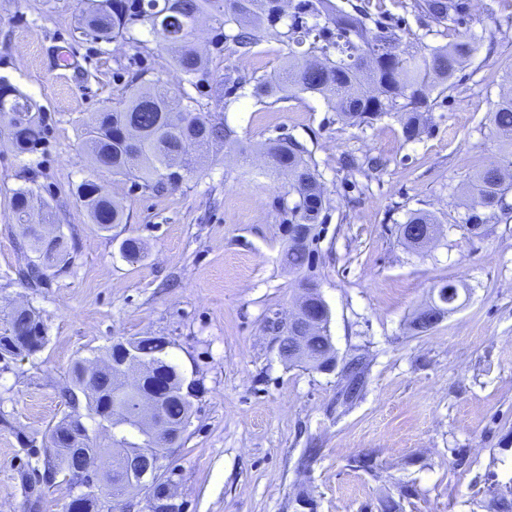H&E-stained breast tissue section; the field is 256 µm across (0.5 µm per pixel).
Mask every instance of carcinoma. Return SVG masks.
I'll use <instances>...</instances> for the list:
<instances>
[{"label":"carcinoma","instance_id":"obj_1","mask_svg":"<svg viewBox=\"0 0 512 512\" xmlns=\"http://www.w3.org/2000/svg\"><path fill=\"white\" fill-rule=\"evenodd\" d=\"M116 13L101 12L100 0H89L81 10L79 25L101 42L122 40L140 52L145 40L140 29L164 44L171 45V64L188 78L203 80L208 58L189 45L195 27L204 21L216 24L215 50H223L230 41L247 55L264 41H277L288 52L283 66L267 75H247L234 67L224 73V91L260 103L267 99L287 100L300 94L318 95L333 108L347 125L371 124L384 116L399 119L401 137L406 143L419 140L426 131L431 93L447 90L448 82L471 61L477 47L468 32L460 31L470 17V0H410L411 12L424 26L433 23L452 33L445 45L428 47L423 37L385 22L384 0H359L345 10L334 0H115ZM376 12H371V8ZM0 112L11 114V143L20 153L32 152L42 144L44 125L40 108L9 82L0 80ZM492 132L499 136L512 133V93H503L489 115ZM195 145L205 155L216 145L232 146L235 132L224 119L196 111L194 99L177 94L166 85L144 78H131L124 99L117 105L90 115L85 124L84 144L92 166L112 165V174L134 179L151 190L175 185L183 172L191 171L195 160L188 156L186 144ZM504 155L479 171L468 185V202L459 228L471 232L497 216L512 214L507 196L512 192V139L503 143ZM267 167L288 176L286 195L292 204L283 206L288 213V231L301 230L297 242L288 238L283 262L301 274L298 286L315 289L304 269L313 261L309 242L318 236L322 213L330 206L323 185L315 176V162L305 146L288 136L271 139L263 146ZM77 195L91 220L103 229L124 222V213L101 188L88 180L77 187ZM11 207L18 219L38 212V224L27 225L37 259L28 264L24 277L38 283L46 277L51 263L63 258L62 236L47 238L40 226L52 223L50 206L33 191L17 189ZM439 233L436 219L422 211H413L405 222L408 246L419 250L418 241ZM122 251L130 261L140 259V239L129 237ZM12 342L9 354H34L44 347L45 328L40 316L31 309L12 312L4 321L0 348ZM128 345L143 356L170 368L172 390L159 396V412L170 426L184 429L191 411L190 394L182 392L183 380L177 367L168 360L170 342L163 337H142ZM324 337L316 336L308 344L306 359L288 360L290 366L320 371L326 351ZM351 378L344 381L339 397L348 403L362 391L363 367L349 363ZM71 386L64 393L71 411L50 429L49 452L43 459L44 481H53L59 464L79 449L112 460L124 453L132 470L131 481L102 490L115 498H131L139 493L137 474L140 447L96 448L85 436L71 443L72 419L78 409L98 423V406L118 412L130 409L136 393L122 389L117 370L94 371V365L79 361L70 371Z\"/></svg>","mask_w":512,"mask_h":512}]
</instances>
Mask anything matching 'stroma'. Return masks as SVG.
<instances>
[{"label":"stroma","instance_id":"35a3bbf8","mask_svg":"<svg viewBox=\"0 0 512 512\" xmlns=\"http://www.w3.org/2000/svg\"><path fill=\"white\" fill-rule=\"evenodd\" d=\"M81 8L0 0V78L37 102L45 126L39 149L21 154L0 115V322L28 307L47 336L41 351L0 358V512H65L69 486L39 482L35 466L45 431L68 411L70 369L140 336L167 338L171 362L194 387L182 445L163 469L185 512H292L302 493L318 512H381L406 487L403 512H487L489 488L512 486V218L477 235L457 224L463 185L502 156L488 116L512 89V27L502 24L512 0H471L467 31L479 50L451 89L431 96V127L413 143L396 116L349 126L318 96L262 104L224 96L225 67L271 73L287 52L280 43L247 56L229 42L216 52L211 24L199 25L193 42L209 51L210 74L192 84L162 44L137 55L83 34ZM139 70L188 93L198 112L222 114L238 150L213 149L160 192L92 170L84 124L122 99ZM288 136L311 153L331 201L313 275L332 344L338 357L357 349L369 358L364 388L346 406L336 403L338 375L289 366L268 327L299 294L280 261L288 180L264 174L260 151ZM348 154L382 165L351 173L342 167ZM88 179L119 202L124 223L108 231L93 223L76 194ZM23 187L50 205L68 251L37 286L19 276L33 258L10 205ZM415 210L443 227L420 251L398 232ZM129 237L145 244L133 263L120 250ZM445 282L463 286L459 309L412 331L413 312ZM307 448L320 454L303 473ZM365 453L373 469H353Z\"/></svg>","mask_w":512,"mask_h":512}]
</instances>
